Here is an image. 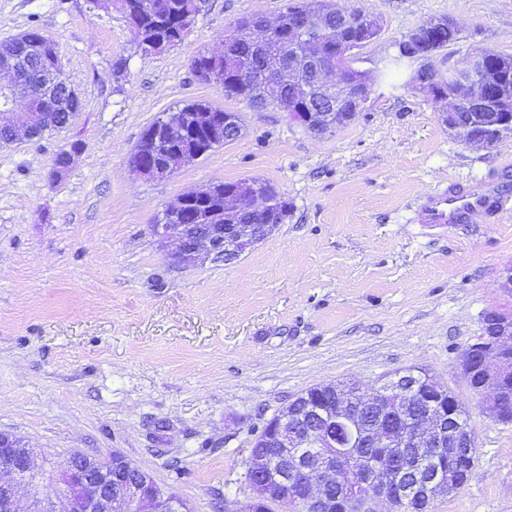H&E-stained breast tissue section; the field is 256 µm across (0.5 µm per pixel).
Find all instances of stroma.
Segmentation results:
<instances>
[{
  "label": "stroma",
  "instance_id": "stroma-1",
  "mask_svg": "<svg viewBox=\"0 0 512 512\" xmlns=\"http://www.w3.org/2000/svg\"><path fill=\"white\" fill-rule=\"evenodd\" d=\"M286 3L200 0L184 40L145 57L108 0H0V42L43 29L82 102L68 127L0 145V430L33 448L41 479L76 453L120 454L191 512H248L250 451L279 410L318 385L416 367L462 401L477 441L467 482L428 512H512V423L486 413L461 368L485 310L512 308V213L439 235L413 222L450 180L512 195V136L465 144L397 76L323 135L196 77L194 53ZM341 3L382 23L355 55L362 70L440 15L462 24L459 54L512 55V0ZM201 100L240 113L242 136L143 177L130 158L147 127ZM245 178L287 197L286 223L231 263L169 265L155 217L187 191Z\"/></svg>",
  "mask_w": 512,
  "mask_h": 512
}]
</instances>
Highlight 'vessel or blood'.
<instances>
[{
	"label": "vessel or blood",
	"instance_id": "1",
	"mask_svg": "<svg viewBox=\"0 0 512 512\" xmlns=\"http://www.w3.org/2000/svg\"><path fill=\"white\" fill-rule=\"evenodd\" d=\"M512 211V196L492 187L475 189L461 182L437 187L419 200L415 209V222L422 228L471 224L500 213Z\"/></svg>",
	"mask_w": 512,
	"mask_h": 512
}]
</instances>
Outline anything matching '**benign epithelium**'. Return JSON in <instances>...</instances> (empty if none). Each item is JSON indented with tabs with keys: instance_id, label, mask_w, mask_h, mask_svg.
<instances>
[{
	"instance_id": "benign-epithelium-1",
	"label": "benign epithelium",
	"mask_w": 512,
	"mask_h": 512,
	"mask_svg": "<svg viewBox=\"0 0 512 512\" xmlns=\"http://www.w3.org/2000/svg\"><path fill=\"white\" fill-rule=\"evenodd\" d=\"M324 10L304 12L288 32V45L270 50L268 68L288 80L301 92L306 102L328 101L336 111H346L352 118L367 102L372 86L365 72L349 64L356 50L374 41L381 32L378 18L369 14L353 21L348 12L341 13L343 25L336 26V57L323 54L321 34L325 32ZM258 26L250 30L251 40L264 43L276 38L278 22L257 15ZM458 21L438 16L411 30L399 51L414 63L408 87L420 90L439 102L443 87L450 85L471 112L480 114L484 126L499 133L512 123V100L491 95L484 73L489 53L468 54L435 68L430 60L438 53L434 39L454 28ZM310 68L314 80L301 79L303 67ZM79 101V96L63 74L60 59L43 63L40 51L22 40L0 43V130L8 137L0 143L34 139L62 129L73 120L63 115L57 101ZM24 99L28 104L26 120L15 123L13 108ZM289 117L304 129L316 133L332 114L318 115L300 107ZM209 122L224 128V142L236 141L241 135L240 115L236 112H210ZM234 202V209L224 224H210L197 229L193 224H154L152 233L161 247L171 241L178 249L166 254L169 263L181 266L201 259L226 262L252 249L262 232H272L265 223L272 205L268 196L249 180L241 181L224 194V202ZM464 374L476 381L475 390L482 394L484 409L498 422L512 421V409L502 402L503 380L512 375V311L492 307L486 311L482 335L464 352ZM427 388L403 371L378 386L364 388L351 382L337 388L335 408L318 411V420L304 431L295 430L296 422L306 420L309 408L289 404L272 427L269 450L250 457L246 481L252 492L249 512H272V506L284 505L293 512H382L388 504L401 512L412 499L417 510L426 512L436 498L450 493L448 480L438 468L423 469L419 480L408 484L403 472L395 469L405 442V430L375 426L366 443L379 454L352 476L336 455L331 438L334 424L348 422L349 391L362 397L364 406L406 422L413 446L425 461L438 459L443 449L474 456L475 434L461 425L453 412L441 404L442 386L433 377ZM33 451L20 438L0 431V469L13 475L0 481V512H18L21 493L30 499L27 512H191L187 503L158 485L145 470L130 465L123 457L102 461L96 457L74 454L60 467L45 492L32 471ZM293 488V494L285 489Z\"/></svg>"
}]
</instances>
